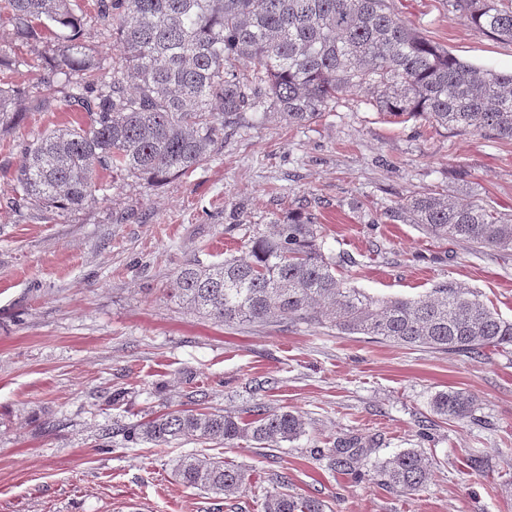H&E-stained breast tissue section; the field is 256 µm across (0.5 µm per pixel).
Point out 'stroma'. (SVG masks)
Returning <instances> with one entry per match:
<instances>
[{
  "instance_id": "35a3bbf8",
  "label": "stroma",
  "mask_w": 512,
  "mask_h": 512,
  "mask_svg": "<svg viewBox=\"0 0 512 512\" xmlns=\"http://www.w3.org/2000/svg\"><path fill=\"white\" fill-rule=\"evenodd\" d=\"M389 4L460 58L512 71L511 41L477 32L439 0ZM79 118L32 111L0 136V512H262L282 477L330 512H512V346L467 357L290 320L227 327L167 297L186 261L241 255L242 225L266 232L304 206L351 286L413 297L452 280L512 322L511 250L475 252L381 221L422 192L512 212V143L395 121L349 92L306 127L253 121L225 133L192 174L117 179L63 217L9 209L20 144ZM448 389L475 395L467 421L433 413ZM201 396L240 414L288 408L305 432L279 448H157L108 434ZM340 438L366 448L356 472L310 456ZM407 448L432 462L427 486L411 494L376 472ZM210 452L246 472L237 498L176 476L184 455ZM474 456L485 468H471Z\"/></svg>"
}]
</instances>
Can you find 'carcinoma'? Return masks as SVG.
Here are the masks:
<instances>
[{
	"instance_id": "obj_1",
	"label": "carcinoma",
	"mask_w": 512,
	"mask_h": 512,
	"mask_svg": "<svg viewBox=\"0 0 512 512\" xmlns=\"http://www.w3.org/2000/svg\"><path fill=\"white\" fill-rule=\"evenodd\" d=\"M447 6L479 32L512 41V0H447ZM93 22L115 35L117 52L108 60L89 52L79 0H0V25L12 28L11 40L0 41V136L28 108L83 117L20 144L14 195L6 201L18 212L80 209L110 187L99 177L104 171L149 183L186 175L210 160L224 130L257 114L309 126L352 89L366 91L370 104L395 119L420 117L435 128L512 142V71L473 66L423 36L387 0H96ZM50 38L58 42L56 56L23 83L4 87L3 72L26 63L24 49ZM384 215L440 240L512 249V213L477 202L426 192ZM244 231L245 256L183 264L168 296L232 327L288 318L328 322L340 334L463 356L512 346V323L454 281L418 297L348 286L321 249L317 222L300 208L274 221L267 234ZM475 404L474 395L448 390L435 395L432 408L463 421ZM121 432L156 447L209 440L280 448L304 433V420L262 404L243 417L202 401ZM314 455L346 474L355 470L360 447L343 438ZM377 469L387 486L417 492L427 485L431 463L406 449ZM177 472L183 484L226 499L246 481L243 470L220 457L188 456ZM263 512H325V504L274 491L266 493Z\"/></svg>"
}]
</instances>
